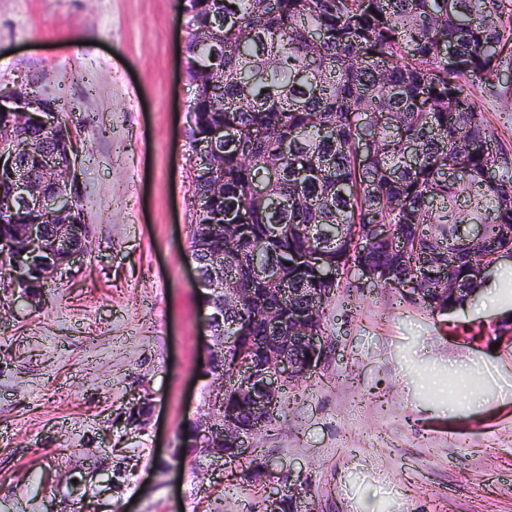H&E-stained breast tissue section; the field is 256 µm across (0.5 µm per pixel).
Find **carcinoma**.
<instances>
[{"label":"carcinoma","mask_w":512,"mask_h":512,"mask_svg":"<svg viewBox=\"0 0 512 512\" xmlns=\"http://www.w3.org/2000/svg\"><path fill=\"white\" fill-rule=\"evenodd\" d=\"M186 18L185 78L193 90L187 130L195 150L213 127L237 138L206 155L193 173L203 209L190 249L204 276L220 256L233 274L224 280L243 299L224 307L214 326L224 365L237 359L267 363L289 353L306 356L298 340L322 329L324 306L335 290L360 288L351 262L413 281L429 303L406 304L445 314L464 296L442 283L453 278L473 294L484 284L473 264L488 265L512 250V143L504 145L467 85H480L512 65V0H180ZM324 32L316 40L314 33ZM454 50L448 58L444 49ZM0 129L22 144L16 165L37 171L48 153L65 159L66 131L48 133L22 112H0ZM269 170L277 178L268 197L253 185ZM455 175L448 176V171ZM67 188L63 172L35 180L37 195ZM15 190L0 168V284L12 287L10 268H26L21 287L44 288L53 239L70 214H50L5 201ZM44 226V251L33 256L26 229ZM342 225L343 233L331 232ZM368 224L389 235L368 242ZM459 224H483L475 248L456 241ZM273 263L276 276L253 280L254 265ZM341 271L336 283L315 268ZM291 288V299L281 289ZM277 313L281 336L267 317ZM237 344L223 347L224 337ZM213 424L259 431L264 421L247 400L229 391L213 410Z\"/></svg>","instance_id":"obj_1"}]
</instances>
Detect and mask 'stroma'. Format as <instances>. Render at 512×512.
Here are the masks:
<instances>
[{"instance_id": "35a3bbf8", "label": "stroma", "mask_w": 512, "mask_h": 512, "mask_svg": "<svg viewBox=\"0 0 512 512\" xmlns=\"http://www.w3.org/2000/svg\"><path fill=\"white\" fill-rule=\"evenodd\" d=\"M185 38L178 0H0V89L34 83L73 109L88 240L38 302L0 304V512H84L87 466L120 460L103 512H259L273 491L162 466L204 403L212 341L189 251ZM488 82L472 93L512 139V68ZM510 270L444 317L391 288L326 305V357L253 439L308 512H512Z\"/></svg>"}]
</instances>
